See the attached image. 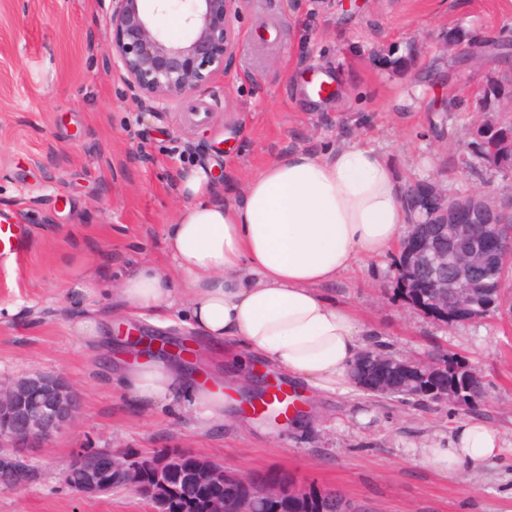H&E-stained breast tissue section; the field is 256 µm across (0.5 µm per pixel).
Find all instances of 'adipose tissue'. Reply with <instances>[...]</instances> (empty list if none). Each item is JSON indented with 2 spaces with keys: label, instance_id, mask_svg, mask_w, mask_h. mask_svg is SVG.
<instances>
[{
  "label": "adipose tissue",
  "instance_id": "1",
  "mask_svg": "<svg viewBox=\"0 0 512 512\" xmlns=\"http://www.w3.org/2000/svg\"><path fill=\"white\" fill-rule=\"evenodd\" d=\"M184 188L195 202L166 227L172 275L139 265L120 284L122 308L150 312L160 323L182 302L202 337L237 342L315 390L350 392L351 367L366 347L379 344V333L325 289L402 238L408 217L390 164L375 150L347 142L268 161L233 202H213L201 170ZM70 282L84 307L69 322L70 332L81 340L102 338L92 276L77 269ZM122 384L143 409L181 399L201 426L226 418L219 376L195 384L159 360L125 371ZM504 448L496 428L473 420L416 456L441 475H459L499 458Z\"/></svg>",
  "mask_w": 512,
  "mask_h": 512
}]
</instances>
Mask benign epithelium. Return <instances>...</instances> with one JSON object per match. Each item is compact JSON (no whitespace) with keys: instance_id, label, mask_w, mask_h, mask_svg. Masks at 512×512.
Returning <instances> with one entry per match:
<instances>
[{"instance_id":"obj_1","label":"benign epithelium","mask_w":512,"mask_h":512,"mask_svg":"<svg viewBox=\"0 0 512 512\" xmlns=\"http://www.w3.org/2000/svg\"><path fill=\"white\" fill-rule=\"evenodd\" d=\"M108 26L112 41L107 45L103 67L122 72L127 90L135 97L150 99L160 112H167L184 98L224 76L228 60L235 52L237 23L249 0H160L162 6L179 10L188 33L171 39L158 30L139 7V0H109ZM474 42L472 35L450 32L443 50L460 55ZM512 141L496 140L485 157L489 166L498 167L505 147ZM402 200L411 204L401 253L410 269L425 273L421 288L435 289L434 305L440 309L466 306L474 319L492 313L507 298L512 300V278L498 279L497 288L487 294L484 268L489 264L487 243L512 251V235L503 236L504 223L497 216L512 213V200L502 208L489 210L485 196L470 193L448 200V185L435 178L418 187L403 188ZM433 224L430 236L418 234L417 225ZM443 364L432 357L390 359L375 352L361 361L358 387L385 396L399 388L410 389L427 382L425 391L441 401L466 406L469 386L482 378L471 368L462 371L465 381L450 385L443 380ZM82 407V396L61 376L34 373L11 380H0V490L20 489L30 483L34 472L25 460L26 448H48L54 439L74 423ZM178 460L158 454L130 463L124 454L112 453V481L138 492L140 474L149 470L166 490V498L178 500L188 489L174 478ZM82 470L84 479L75 490L86 496L101 494L100 477L85 451L74 453L63 474ZM224 464L206 460L198 479L207 484L224 482ZM305 488L279 481H265L255 487L256 496L244 498L230 507L224 497L210 500V512H268L271 504L288 494L299 495Z\"/></svg>"}]
</instances>
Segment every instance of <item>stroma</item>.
<instances>
[{
  "label": "stroma",
  "mask_w": 512,
  "mask_h": 512,
  "mask_svg": "<svg viewBox=\"0 0 512 512\" xmlns=\"http://www.w3.org/2000/svg\"><path fill=\"white\" fill-rule=\"evenodd\" d=\"M451 28L512 41V0H250L229 74L159 112L127 93L119 71L103 69L112 34L101 0H0V213L30 231L25 261L0 272V379L57 374L83 398L53 447L27 449L37 478L0 491V512H150L127 489L87 497L63 482L74 451L101 448L141 457L176 448L243 475L285 473L366 512H512V317L449 325L415 310L395 292L398 248L327 293L375 324L390 354L438 350L468 361L485 385L476 409L358 388L317 394L256 359L253 371L297 394L295 408L263 418L246 393L232 422L204 430L187 405L132 403L106 342L79 340L67 326L81 312L68 281L82 261L100 288L104 323L152 329L151 315L117 316L112 291L138 263L169 269L165 227L189 204L182 184L201 166L223 173L209 188L230 200L272 158L354 139L384 155L400 182L438 177L511 198L512 173L458 170L475 120L465 92L488 71L449 70L440 39ZM388 48L412 54L413 65H380L375 54ZM326 73L339 96L312 94ZM166 320L163 334L185 340L184 358L202 375L226 373L242 353L199 338L180 306ZM467 419L501 432L502 457L448 479L418 463L415 448Z\"/></svg>",
  "instance_id": "1"
}]
</instances>
